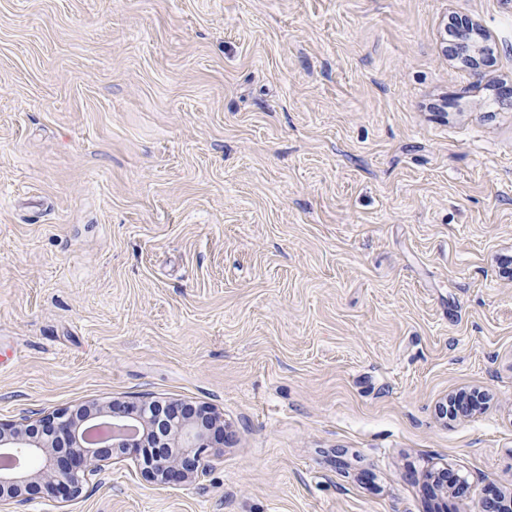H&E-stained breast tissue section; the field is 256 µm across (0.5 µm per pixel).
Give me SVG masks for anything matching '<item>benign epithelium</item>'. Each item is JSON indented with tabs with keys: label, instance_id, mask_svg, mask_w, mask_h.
Listing matches in <instances>:
<instances>
[{
	"label": "benign epithelium",
	"instance_id": "obj_1",
	"mask_svg": "<svg viewBox=\"0 0 512 512\" xmlns=\"http://www.w3.org/2000/svg\"><path fill=\"white\" fill-rule=\"evenodd\" d=\"M215 416L205 407L178 402H123L106 408L64 409L32 421L0 422V449L23 460L0 468V506L30 502L41 494L77 497L91 477L112 458V449L128 457L149 480L160 485L190 483L208 457ZM106 425L111 433L92 440L91 430Z\"/></svg>",
	"mask_w": 512,
	"mask_h": 512
}]
</instances>
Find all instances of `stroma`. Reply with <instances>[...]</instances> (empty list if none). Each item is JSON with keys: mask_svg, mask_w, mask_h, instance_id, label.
<instances>
[{"mask_svg": "<svg viewBox=\"0 0 512 512\" xmlns=\"http://www.w3.org/2000/svg\"><path fill=\"white\" fill-rule=\"evenodd\" d=\"M510 85L512 0H0V421L224 422L192 483L117 458L0 512L511 496ZM460 390L486 401L441 416Z\"/></svg>", "mask_w": 512, "mask_h": 512, "instance_id": "obj_1", "label": "stroma"}]
</instances>
